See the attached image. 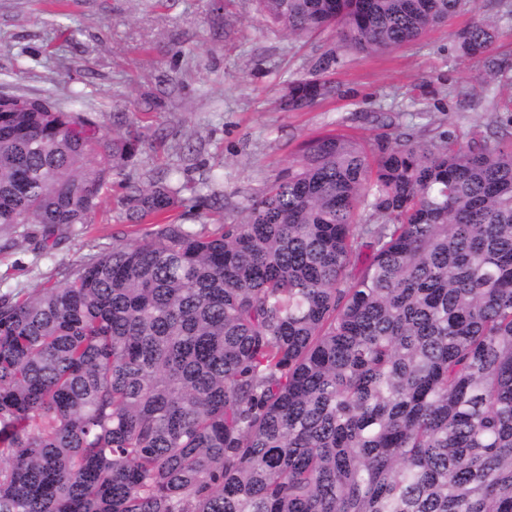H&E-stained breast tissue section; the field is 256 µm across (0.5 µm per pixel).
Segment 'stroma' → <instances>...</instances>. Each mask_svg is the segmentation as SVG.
I'll return each mask as SVG.
<instances>
[{"label":"stroma","mask_w":512,"mask_h":512,"mask_svg":"<svg viewBox=\"0 0 512 512\" xmlns=\"http://www.w3.org/2000/svg\"><path fill=\"white\" fill-rule=\"evenodd\" d=\"M477 13L495 17V0L418 43L371 55L330 31L289 36L255 0H0V95H50L66 107L79 92L112 135L115 113H126L144 134L127 174L180 169L218 195L219 209L204 210L202 223L239 219L321 134L370 139L403 122L426 137L460 126L493 137L485 68L460 57L452 37ZM329 49L336 61L326 77L337 94L303 112L280 109L284 82L310 75ZM461 86L469 96H453ZM118 198L107 186L92 224L63 233L46 256L20 229L0 230V296L61 280L113 242L135 243L141 232Z\"/></svg>","instance_id":"obj_1"}]
</instances>
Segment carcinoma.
Masks as SVG:
<instances>
[{
  "mask_svg": "<svg viewBox=\"0 0 512 512\" xmlns=\"http://www.w3.org/2000/svg\"><path fill=\"white\" fill-rule=\"evenodd\" d=\"M357 52L476 0H255ZM493 20L455 33L489 81ZM282 88L290 110L337 93ZM491 114L512 128V98ZM134 126L0 98V227L44 254L121 177L140 242L0 296V512H512V135L397 126L307 141L241 221L174 217L197 186L123 176Z\"/></svg>",
  "mask_w": 512,
  "mask_h": 512,
  "instance_id": "cac0c4a2",
  "label": "carcinoma"
}]
</instances>
